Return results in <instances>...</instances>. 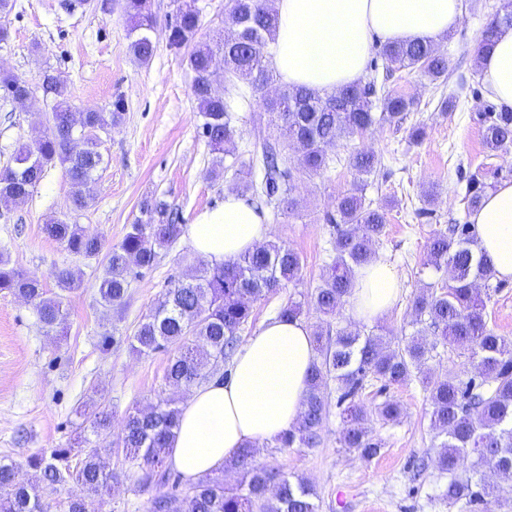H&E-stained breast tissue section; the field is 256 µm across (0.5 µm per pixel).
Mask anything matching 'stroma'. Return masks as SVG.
<instances>
[{"label":"stroma","instance_id":"35a3bbf8","mask_svg":"<svg viewBox=\"0 0 512 512\" xmlns=\"http://www.w3.org/2000/svg\"><path fill=\"white\" fill-rule=\"evenodd\" d=\"M495 4L464 0L460 25L439 44L454 66L446 83L408 71L390 78L391 88L418 102L402 124L337 145L334 153L342 164L297 183L296 212L267 209L269 238L300 253L302 280L255 302L244 336L258 332L288 297L307 294L319 284L333 257V229L323 216L334 212L338 194L356 178L344 162L355 149L371 151L380 160L376 173L364 179V194L369 202L389 205L376 255L395 271L399 292L379 322L355 321L348 305L338 320L356 323L363 331L384 326L402 342L411 336L413 300L436 279L424 264L429 238L466 219L464 177L489 169L498 180H512V149L488 153L479 120L490 101L478 90L475 47ZM148 8L157 25L152 33L156 50L146 63L130 51L124 0H92L69 9L60 0H15L9 39L0 43V69L35 86L45 72L58 75L73 111L107 112L115 97L123 96L121 121L101 134L105 163L94 197L77 218L110 244L121 240L129 224L141 218L144 202L154 199L167 202L181 223H192L200 211L222 201L225 191L236 190V165L260 170L262 146L277 136L258 114L243 112L233 155L212 152L201 134L188 52L168 44L173 0H149ZM451 94L457 98L455 108L442 111L441 98ZM53 103V97L43 95L25 104L0 100V169L10 165L19 143L43 135ZM418 125L425 134L415 142L409 131ZM430 189L436 195L429 204L424 194ZM70 191L63 169L51 166L25 203L0 206V247L8 249L12 263L42 279L51 293L57 290L56 268L77 266L83 273L82 287L66 296L68 328L62 336L42 328L30 304L0 291V456L18 462L43 449L74 445L99 402H106L119 422L159 399L185 395L164 380L167 353L137 354L128 338L162 292L192 274V250L180 239L161 249L156 266L132 282L122 305L105 308L96 288L102 259L76 261L43 232L50 216L68 212ZM427 204L432 215H420ZM105 333L114 338L106 348L100 344ZM326 395L330 408L319 447L283 450L273 443L258 449L257 462L307 479L319 496L320 512H460L446 497L448 476L436 464L438 440L419 379L386 390L372 381L360 393L369 407L387 397L403 407L396 422L372 421L383 447L370 458L340 448L335 384H328ZM110 466L118 479L95 512H145L149 494L136 487L134 470L118 457ZM340 491L346 494L342 503L336 500Z\"/></svg>","mask_w":512,"mask_h":512}]
</instances>
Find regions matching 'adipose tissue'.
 <instances>
[{
  "label": "adipose tissue",
  "mask_w": 512,
  "mask_h": 512,
  "mask_svg": "<svg viewBox=\"0 0 512 512\" xmlns=\"http://www.w3.org/2000/svg\"><path fill=\"white\" fill-rule=\"evenodd\" d=\"M275 11L270 63L278 83L331 93L363 78L374 43L440 42L460 24L463 0H275ZM476 58L488 97L512 108V27H501L493 46ZM469 221L496 277L511 279L512 181L487 191ZM269 231L252 201L228 191L222 202L182 225L181 237L210 264L221 265L260 246ZM397 294L394 270L372 261L356 276L352 311L363 320L381 318ZM315 360L313 336L303 320L264 324L237 350L227 379L185 397L170 465L194 482L238 448L273 443L294 428Z\"/></svg>",
  "instance_id": "1"
}]
</instances>
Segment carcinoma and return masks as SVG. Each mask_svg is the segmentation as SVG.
<instances>
[{"label":"carcinoma","instance_id":"obj_1","mask_svg":"<svg viewBox=\"0 0 512 512\" xmlns=\"http://www.w3.org/2000/svg\"><path fill=\"white\" fill-rule=\"evenodd\" d=\"M175 2L176 15L168 25L169 46L189 49L202 134L212 151L228 153L239 135L236 112L252 111L256 95L275 81L267 51L277 27L272 0H228L224 26L234 27L237 36L228 41L220 33L209 42L197 40L199 11L183 0ZM125 12L130 22V49L136 59L147 62L155 52L151 33L156 20L147 9V0H126ZM502 24L512 26V3L504 4L501 16L487 25L477 50L489 49ZM217 54L224 58L222 95L209 88ZM376 55L389 75L415 69L432 82H445L451 70L449 57L430 43L380 44ZM19 80L1 71L0 97L18 91ZM41 88L44 94L55 96L47 131L39 142L20 145L12 165L0 170V204L7 207L24 202L45 169L60 165L71 185L70 215L49 218L43 230L75 258H104L97 293L102 306L110 308L123 301L142 271L155 266L158 251L177 239L180 227L169 218L167 203L157 199L144 205L147 219L130 225L113 245L77 224L72 216L87 208L98 171L105 163L100 144L82 137V128L112 127L125 111L124 101L115 98L110 112L84 113L80 128L71 123L72 110L59 78L45 74ZM284 93L279 104L263 103L269 122L280 130L283 141L278 147L263 144L261 177L240 171L239 189L260 207H280L288 213L297 209L292 197L295 183L326 170L332 162L331 148L376 126L401 123L416 105L414 99L387 88L386 82H378L375 76L330 94L304 87L286 88ZM483 122V139L489 150L512 145V110L493 106L484 113ZM378 164L371 152L356 150L348 156V165L361 176L376 172ZM363 191L364 184H353L338 196L336 213L325 216L334 228V257L310 293L309 303L329 321L316 332V362L308 380L302 421L278 439L279 447L319 445L328 409L325 388L334 380L337 405L342 407L340 447L367 457L377 455L381 442L373 436L370 414L356 397L370 376L384 388L416 376L428 393L431 421L444 436L438 463L448 474V503L463 508L489 505L494 489L482 481L480 473L490 468L512 480V342L488 327L485 309L491 295H481L474 285L482 280L487 289L496 292L502 283H491L494 271L477 252L475 225L455 223L433 233L427 265L440 276L429 284L433 291L413 301L411 324L419 333H431L435 343L476 361V382H465L451 372L436 375L426 370L430 350L415 338L396 344L382 326L367 333L339 323L331 327L330 319L353 294L357 272L376 259L375 246L387 223L386 207L366 202ZM486 191L480 173L468 177L463 196L467 212L478 208ZM302 270L301 255L274 241L222 265L200 260L189 280L178 282L158 298L129 338V345L141 354L173 352L164 372L169 384L188 389L202 384L232 358L239 333L252 320L254 302L297 284ZM53 278L60 292L49 296L39 279L11 264L0 251V291L25 298L42 327L62 335L67 329L65 293L78 289L81 277L77 269L67 266L56 269ZM401 413L400 404L391 399L374 408L376 417L384 422L397 420ZM179 417V406L162 400L146 411L128 414L116 428L109 406H98L90 435L79 442V459H73L70 448L36 452L23 463L0 459V512H48L49 506L39 495L40 485L69 483L79 486L82 494L66 501V512H92L91 498L116 479L108 460L118 449L137 468L136 487L152 491L147 512H318L317 493L309 481L292 480L257 463L256 449L250 447L240 449L223 468L181 486L166 467ZM470 454L475 455L472 474L462 476L457 472L458 460ZM226 470L239 474L236 486H224Z\"/></svg>","mask_w":512,"mask_h":512}]
</instances>
